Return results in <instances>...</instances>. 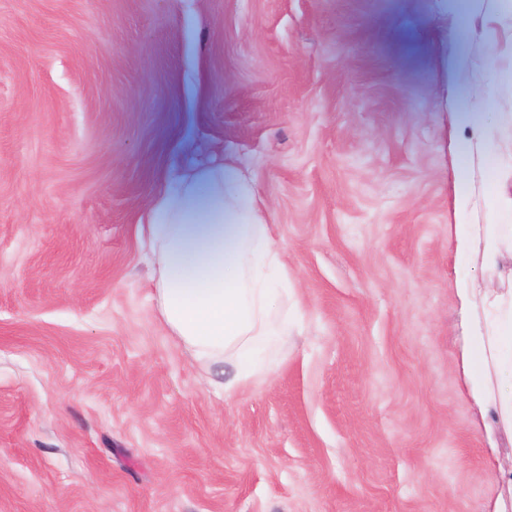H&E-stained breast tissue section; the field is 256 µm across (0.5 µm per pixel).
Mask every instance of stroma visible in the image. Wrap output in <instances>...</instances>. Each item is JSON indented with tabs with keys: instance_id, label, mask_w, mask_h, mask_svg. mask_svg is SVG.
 <instances>
[{
	"instance_id": "stroma-1",
	"label": "stroma",
	"mask_w": 512,
	"mask_h": 512,
	"mask_svg": "<svg viewBox=\"0 0 512 512\" xmlns=\"http://www.w3.org/2000/svg\"><path fill=\"white\" fill-rule=\"evenodd\" d=\"M0 0V512H512L453 241L512 136V0ZM251 174L295 306L232 397L161 324L147 205ZM470 190L455 208V186ZM461 122L472 128V134H475V138L478 141L485 140L493 137L500 131L493 126V117L487 116H472V115H461Z\"/></svg>"
}]
</instances>
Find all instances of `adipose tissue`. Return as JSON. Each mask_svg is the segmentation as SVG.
I'll use <instances>...</instances> for the list:
<instances>
[{
    "mask_svg": "<svg viewBox=\"0 0 512 512\" xmlns=\"http://www.w3.org/2000/svg\"><path fill=\"white\" fill-rule=\"evenodd\" d=\"M494 203L487 223L455 238L456 254L488 273L480 284L456 280L474 340L461 363L481 419L512 434V226L503 222L512 215V161ZM149 214L153 297L169 334L195 359L230 365L225 394L267 377L291 327L290 291L254 180L218 164L155 197Z\"/></svg>",
    "mask_w": 512,
    "mask_h": 512,
    "instance_id": "1",
    "label": "adipose tissue"
}]
</instances>
